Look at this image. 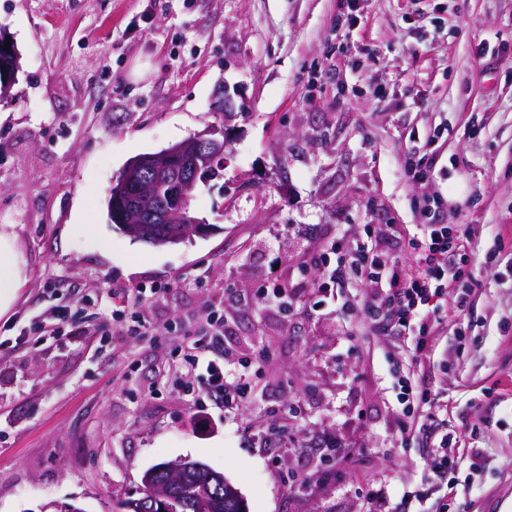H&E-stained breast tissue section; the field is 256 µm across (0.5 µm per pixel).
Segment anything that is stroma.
Instances as JSON below:
<instances>
[{
	"mask_svg": "<svg viewBox=\"0 0 512 512\" xmlns=\"http://www.w3.org/2000/svg\"><path fill=\"white\" fill-rule=\"evenodd\" d=\"M0 31L20 57L0 231L25 270L0 316V512H123L144 471L184 458L247 512H370L373 488L397 502L426 482L421 441L397 432L394 336L364 332L352 289L318 293L332 245L405 242L426 199L472 237V292L434 354L440 427L484 456L427 507L512 512V0H0ZM209 125L230 155L191 201L208 231L153 246L112 224L127 163ZM272 281L291 313L257 299ZM151 286L153 335L100 302ZM215 309L237 356L271 353L250 399L150 392L172 362L161 328L206 329Z\"/></svg>",
	"mask_w": 512,
	"mask_h": 512,
	"instance_id": "stroma-1",
	"label": "stroma"
}]
</instances>
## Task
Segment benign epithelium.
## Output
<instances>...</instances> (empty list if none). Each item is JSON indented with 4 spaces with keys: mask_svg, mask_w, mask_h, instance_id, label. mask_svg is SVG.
Listing matches in <instances>:
<instances>
[{
    "mask_svg": "<svg viewBox=\"0 0 512 512\" xmlns=\"http://www.w3.org/2000/svg\"><path fill=\"white\" fill-rule=\"evenodd\" d=\"M227 147V138H217L216 130L211 127L160 152L139 157L120 185L112 187V196L124 200L115 212L116 219L125 224L127 216L132 214L137 224H170L167 241L172 244L184 241L188 232L180 225H195L199 220L186 209L179 218H171L170 210L157 197L155 187L159 184L168 187L177 182L191 189L201 173V164L225 160ZM184 476L193 477L191 498L199 508H208L215 491L222 487L237 493L223 474L184 459L145 472L143 485L149 498L132 501V512H143L148 507L153 512H174V504L182 497L179 479Z\"/></svg>",
    "mask_w": 512,
    "mask_h": 512,
    "instance_id": "7a95c632",
    "label": "benign epithelium"
}]
</instances>
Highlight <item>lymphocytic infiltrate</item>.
<instances>
[{
    "instance_id": "f902f5d3",
    "label": "lymphocytic infiltrate",
    "mask_w": 512,
    "mask_h": 512,
    "mask_svg": "<svg viewBox=\"0 0 512 512\" xmlns=\"http://www.w3.org/2000/svg\"><path fill=\"white\" fill-rule=\"evenodd\" d=\"M470 236L467 230L445 224H426L421 238L413 240L414 262L402 265L388 251L360 247L341 255L331 270L334 287L346 285L347 270L373 289L360 298V304L372 331H396L410 337L415 368L396 377L397 399L402 406V433H417L428 444L429 478L448 480L457 465L449 453V444H464V436L438 435L432 425L422 421L421 405L430 403L431 389L424 380V367L435 346L432 315L445 308H459L463 299L454 285L462 277V263L468 260ZM178 350L183 355L187 376L197 378V395L221 402L225 409H236L250 397L262 370L261 357L234 358L223 349L218 335H186Z\"/></svg>"
}]
</instances>
